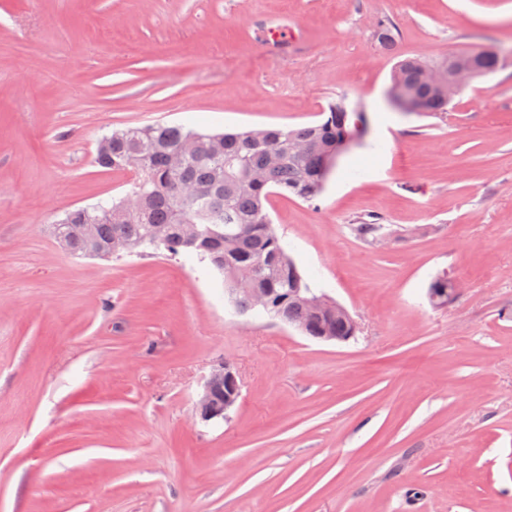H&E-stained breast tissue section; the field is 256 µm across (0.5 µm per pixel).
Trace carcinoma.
Instances as JSON below:
<instances>
[{
	"instance_id": "carcinoma-1",
	"label": "carcinoma",
	"mask_w": 512,
	"mask_h": 512,
	"mask_svg": "<svg viewBox=\"0 0 512 512\" xmlns=\"http://www.w3.org/2000/svg\"><path fill=\"white\" fill-rule=\"evenodd\" d=\"M378 44L391 48L397 29L388 19L376 22ZM448 70L445 58L431 62L405 58L394 67L423 102V112L440 117L448 100L419 78L428 66ZM359 105L345 95L331 100L323 119L295 129L274 127L245 132H200L180 125L147 124L115 129L105 136L108 148L96 150L98 166L137 172L132 192L143 198L140 222L117 221L120 203L79 207L53 227L59 244L80 256L109 259L115 240L142 244L170 256L191 254L238 288L239 307L251 309L248 288H265L273 296L292 287L288 257L274 231L265 204L273 193L313 201L321 195L334 168L328 154L344 155L345 134L355 129ZM197 224L200 236L191 241L184 225ZM255 266L251 279L235 277L239 267ZM283 323L309 319L301 305L284 302L271 312Z\"/></svg>"
}]
</instances>
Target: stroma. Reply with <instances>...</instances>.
Returning <instances> with one entry per match:
<instances>
[{
    "label": "stroma",
    "mask_w": 512,
    "mask_h": 512,
    "mask_svg": "<svg viewBox=\"0 0 512 512\" xmlns=\"http://www.w3.org/2000/svg\"><path fill=\"white\" fill-rule=\"evenodd\" d=\"M487 47L447 118L390 105L399 59ZM342 93L367 136L267 210L349 341L240 312L197 258L58 244L132 188L95 162L112 129H291ZM226 361L240 396L203 421ZM0 512H512V0H0ZM226 386L229 394H226L224 402L215 403L213 395L218 386ZM239 397V381L238 375L233 365L226 361L224 366L214 370L207 380L203 392L200 396L198 405L205 409L203 418L211 420L215 418H223L226 411L231 408Z\"/></svg>",
    "instance_id": "1"
}]
</instances>
